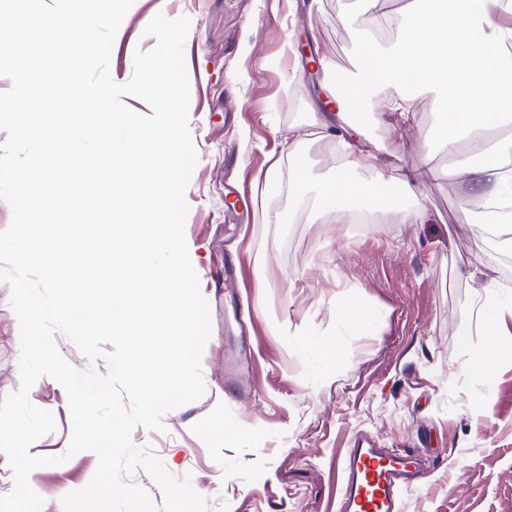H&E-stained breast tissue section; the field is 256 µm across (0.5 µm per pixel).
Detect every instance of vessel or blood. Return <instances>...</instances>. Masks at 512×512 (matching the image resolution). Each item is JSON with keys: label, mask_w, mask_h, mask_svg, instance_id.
Segmentation results:
<instances>
[{"label": "vessel or blood", "mask_w": 512, "mask_h": 512, "mask_svg": "<svg viewBox=\"0 0 512 512\" xmlns=\"http://www.w3.org/2000/svg\"><path fill=\"white\" fill-rule=\"evenodd\" d=\"M341 512H403L402 493L419 475L418 453L394 455L373 440H355L336 461Z\"/></svg>", "instance_id": "obj_1"}]
</instances>
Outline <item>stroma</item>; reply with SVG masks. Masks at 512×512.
<instances>
[{
  "mask_svg": "<svg viewBox=\"0 0 512 512\" xmlns=\"http://www.w3.org/2000/svg\"><path fill=\"white\" fill-rule=\"evenodd\" d=\"M354 0H134L116 34L110 72L133 75L135 50L157 40L156 15L190 20L184 44L190 82L188 129L198 161L185 192V235L211 318L202 354L203 396L167 412L165 432L135 428L133 444L190 477L207 512H338L336 458L356 434L390 452L425 438L430 478L403 493L404 512H512V364L493 386L463 371L460 313L482 345L481 307L512 343V244L484 238L475 202L448 186L451 161L426 138L440 122L428 87L414 93L415 118L386 171L422 178L427 213L410 224H333L314 199L336 170V139L315 124L324 88L355 72L367 16L349 23ZM308 45L325 66L306 63ZM301 146L305 185L289 162ZM266 265L257 269L256 256ZM0 281V398L20 386V326ZM373 309L363 327L340 317L344 302ZM332 343L339 364L320 346ZM56 429L35 456H65L29 483L41 512H64V495L93 477L98 457L67 456L65 389L40 378L30 391ZM222 422L231 437L214 433Z\"/></svg>",
  "mask_w": 512,
  "mask_h": 512,
  "instance_id": "1",
  "label": "stroma"
}]
</instances>
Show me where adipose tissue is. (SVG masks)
Listing matches in <instances>:
<instances>
[{
	"label": "adipose tissue",
	"mask_w": 512,
	"mask_h": 512,
	"mask_svg": "<svg viewBox=\"0 0 512 512\" xmlns=\"http://www.w3.org/2000/svg\"><path fill=\"white\" fill-rule=\"evenodd\" d=\"M500 4L501 0H416L414 8L399 14L390 41L366 37L356 73L326 89L328 102L348 124L336 141V174L316 197L320 215L339 224L354 223L362 210L382 221L391 214L406 222L416 219V212L401 209L383 182L359 177L383 164L381 146L366 145L362 139L376 109L386 107L397 128L413 121L407 86L431 89V109L442 117L436 143L448 154H456L477 131L512 123V74L505 73L502 63V53L512 42V6L504 10ZM389 89L394 97L380 104V95ZM448 184L480 200L512 195V139L482 165L453 168ZM460 344L467 355L466 371L493 385L501 345L472 346L466 330Z\"/></svg>",
	"instance_id": "adipose-tissue-1"
}]
</instances>
